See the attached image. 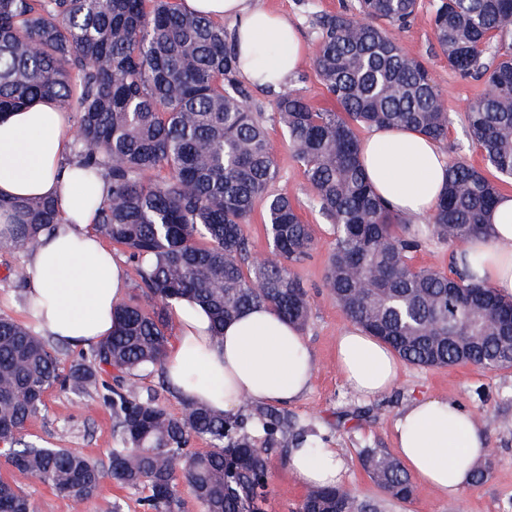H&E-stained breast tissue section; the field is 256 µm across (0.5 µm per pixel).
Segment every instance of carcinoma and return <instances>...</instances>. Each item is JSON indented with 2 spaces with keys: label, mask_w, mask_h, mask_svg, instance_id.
<instances>
[{
  "label": "carcinoma",
  "mask_w": 512,
  "mask_h": 512,
  "mask_svg": "<svg viewBox=\"0 0 512 512\" xmlns=\"http://www.w3.org/2000/svg\"><path fill=\"white\" fill-rule=\"evenodd\" d=\"M419 0H359L317 19L313 51L321 84L341 107L317 110L296 91L282 92L276 118L288 135L318 212L333 226L324 285L354 323L413 365L512 368V300L473 281L450 262L416 267L422 247L412 220L375 194L357 155L360 127H409L448 137L444 94L426 65L406 54L393 29L406 25ZM367 22L360 24L357 15ZM433 33L448 67L481 77L487 90L468 103L466 135L486 169L448 163L443 196L427 232L461 251L488 234L485 213L512 178V0H435ZM498 36L492 63L482 47ZM236 55L224 26L187 11L178 0H0V113L53 99L78 116L75 154L102 168L112 196L95 231L124 249L138 298L116 310L118 328L61 376L49 338L0 317V443L5 462L82 508L104 478L145 490L143 512H182L185 481L199 512H265L269 453L304 443L305 428L285 414L243 402L235 416L186 405L174 416L134 378L162 367L169 340L168 304L189 296L210 312L216 334L255 305L272 307L303 329L310 295L290 265L307 259L314 238L296 205L273 191L278 172L262 115L235 79ZM261 208L270 240L266 259H249L246 226ZM12 224L0 246L34 248L61 221L55 200L0 198ZM494 322L482 328L479 319ZM433 330L423 332L425 323ZM101 392L112 410L117 447L104 467L74 448L22 444L45 392ZM264 433L262 443L252 436ZM210 444L188 448L191 438ZM184 459L175 476L170 457ZM361 462L386 500L414 495L394 456L365 448ZM0 512H37L20 484L0 480ZM298 512H382L344 487L307 490Z\"/></svg>",
  "instance_id": "1"
}]
</instances>
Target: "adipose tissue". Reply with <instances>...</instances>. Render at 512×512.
Segmentation results:
<instances>
[{"mask_svg":"<svg viewBox=\"0 0 512 512\" xmlns=\"http://www.w3.org/2000/svg\"><path fill=\"white\" fill-rule=\"evenodd\" d=\"M186 9L231 19L237 76L279 91L306 53L296 25L261 0H184ZM359 161L376 195L392 210L422 223L445 191L448 157L440 143L408 128H372L360 142ZM112 194L105 174L87 177L67 147L65 112L42 99L0 115V196L57 199L61 224L43 235L27 257L28 295L39 330L56 341L88 347L106 341L112 314L128 290L124 265L94 232L98 206ZM489 232L470 239L458 265L475 281L512 298V193L498 197ZM177 334L163 361L169 389L184 402L232 414L243 401L292 404L304 398L316 368L301 331L266 306L243 311L214 336L208 310L195 300H173ZM336 364L346 386L364 398L395 385L394 351L361 326L336 338ZM398 459L419 483L441 497H459L487 454L486 432L475 416L447 397L414 398L394 422ZM290 467L308 487L342 483L338 449H293Z\"/></svg>","mask_w":512,"mask_h":512,"instance_id":"adipose-tissue-1","label":"adipose tissue"}]
</instances>
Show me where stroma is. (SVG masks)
I'll return each instance as SVG.
<instances>
[{"instance_id":"stroma-1","label":"stroma","mask_w":512,"mask_h":512,"mask_svg":"<svg viewBox=\"0 0 512 512\" xmlns=\"http://www.w3.org/2000/svg\"><path fill=\"white\" fill-rule=\"evenodd\" d=\"M271 10L294 19L307 47H314L320 30L319 16L355 10L357 0H262ZM422 6L410 25L397 38L406 53L425 63L433 81L444 93L448 113V139L444 149L449 158H462L483 166L481 150L464 134L467 103L486 91L484 80L462 78L439 54L432 28V0ZM250 107L261 113L276 155L279 175L277 192L288 195L310 224L316 241L311 257L294 268L311 296L312 311L304 330L305 339L316 358V372L308 394L289 405L288 416L312 426L317 443L339 449L347 472L343 484L364 501L383 500L384 494L363 470L358 452L381 448L396 454L393 425L400 410L422 395L447 396L462 402L481 419L489 442L492 470L489 479L468 488L457 499H445L423 485H416L410 501L391 503L386 512H512V369L486 371L469 365L426 369L402 364L400 378L389 392L372 399L357 396L345 385L336 366L334 349L340 331L349 318L337 307L323 286L333 229L311 204L304 170L297 162L282 127L274 119L276 93L250 89ZM26 249L0 253V316H9L33 325L31 309L22 298L15 273L24 268ZM484 398H477V390ZM26 440L52 448H77L85 454L107 460L114 446L112 412L94 394L77 395L59 388L50 389L36 418L27 426ZM270 486L267 512H296L306 489L291 474L284 451L269 456Z\"/></svg>"}]
</instances>
